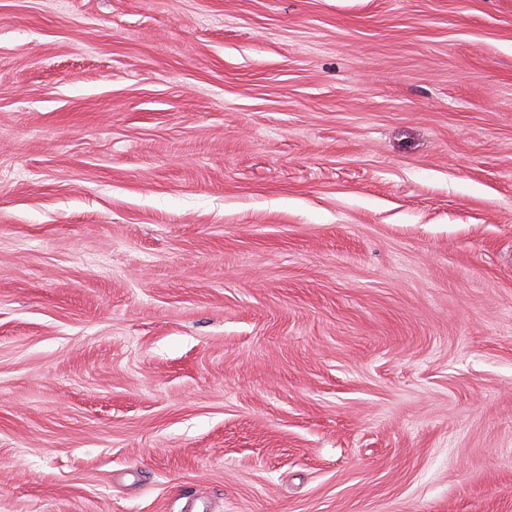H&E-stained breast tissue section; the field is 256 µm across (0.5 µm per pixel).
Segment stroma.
<instances>
[{
	"label": "stroma",
	"mask_w": 512,
	"mask_h": 512,
	"mask_svg": "<svg viewBox=\"0 0 512 512\" xmlns=\"http://www.w3.org/2000/svg\"><path fill=\"white\" fill-rule=\"evenodd\" d=\"M0 512H512V0H0Z\"/></svg>",
	"instance_id": "stroma-1"
}]
</instances>
